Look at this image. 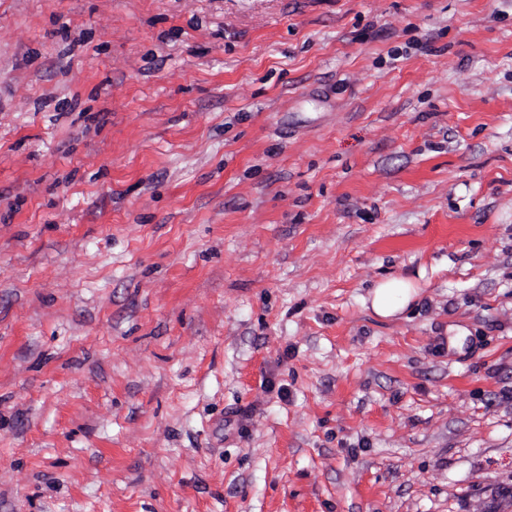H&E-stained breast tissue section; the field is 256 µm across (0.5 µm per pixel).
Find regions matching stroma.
<instances>
[{"mask_svg":"<svg viewBox=\"0 0 512 512\" xmlns=\"http://www.w3.org/2000/svg\"><path fill=\"white\" fill-rule=\"evenodd\" d=\"M0 512H512V0H0ZM413 284L399 277H389L377 283L371 296V307L382 318L402 313L410 303Z\"/></svg>","mask_w":512,"mask_h":512,"instance_id":"1","label":"stroma"}]
</instances>
